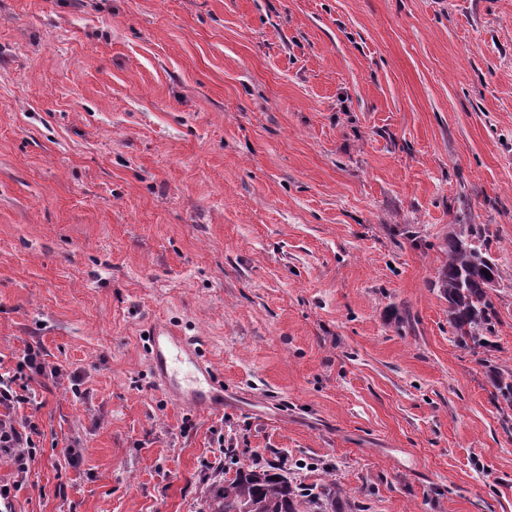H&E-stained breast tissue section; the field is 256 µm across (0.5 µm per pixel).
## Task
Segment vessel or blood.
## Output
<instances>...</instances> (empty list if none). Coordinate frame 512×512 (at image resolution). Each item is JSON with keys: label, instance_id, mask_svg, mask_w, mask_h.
Here are the masks:
<instances>
[{"label": "vessel or blood", "instance_id": "1", "mask_svg": "<svg viewBox=\"0 0 512 512\" xmlns=\"http://www.w3.org/2000/svg\"><path fill=\"white\" fill-rule=\"evenodd\" d=\"M150 366L166 391L200 409L224 402V382L201 354L194 339L164 323L146 330Z\"/></svg>", "mask_w": 512, "mask_h": 512}]
</instances>
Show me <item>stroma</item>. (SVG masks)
I'll use <instances>...</instances> for the list:
<instances>
[{"label":"stroma","instance_id":"1","mask_svg":"<svg viewBox=\"0 0 512 512\" xmlns=\"http://www.w3.org/2000/svg\"><path fill=\"white\" fill-rule=\"evenodd\" d=\"M470 224L487 351L438 284ZM154 321L223 409L154 378ZM32 346L10 512H202L259 461L336 512H512V0H0V373ZM146 334L151 370L166 391L200 409L210 410L224 403L223 379L194 339L158 322L151 323Z\"/></svg>","mask_w":512,"mask_h":512}]
</instances>
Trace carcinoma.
<instances>
[{
    "label": "carcinoma",
    "instance_id": "carcinoma-1",
    "mask_svg": "<svg viewBox=\"0 0 512 512\" xmlns=\"http://www.w3.org/2000/svg\"><path fill=\"white\" fill-rule=\"evenodd\" d=\"M482 229L474 224L467 235H450L439 288L448 299L455 338L462 348L491 346L496 311L490 292L498 284L499 270L482 244ZM497 396L512 409V369L499 374ZM339 490L319 492L294 487L288 477L271 469L239 470L216 486L203 503L204 512H336Z\"/></svg>",
    "mask_w": 512,
    "mask_h": 512
}]
</instances>
